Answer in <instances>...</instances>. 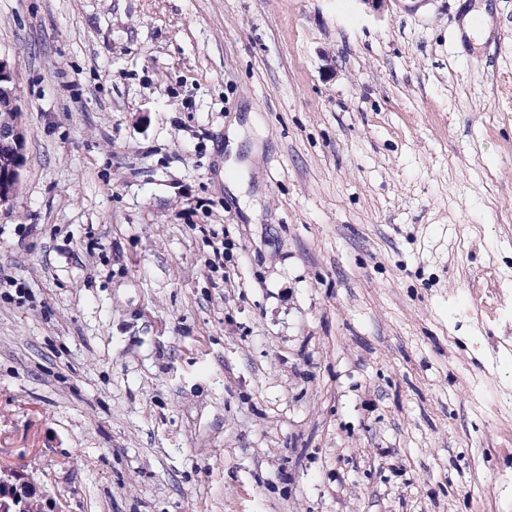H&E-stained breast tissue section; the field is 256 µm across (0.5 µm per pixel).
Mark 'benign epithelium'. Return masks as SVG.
I'll return each instance as SVG.
<instances>
[{"mask_svg":"<svg viewBox=\"0 0 512 512\" xmlns=\"http://www.w3.org/2000/svg\"><path fill=\"white\" fill-rule=\"evenodd\" d=\"M22 110L15 82V64L0 58V203L10 201L20 184L24 165ZM39 489L29 481L0 479V512H39Z\"/></svg>","mask_w":512,"mask_h":512,"instance_id":"benign-epithelium-1","label":"benign epithelium"}]
</instances>
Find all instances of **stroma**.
<instances>
[{"mask_svg": "<svg viewBox=\"0 0 512 512\" xmlns=\"http://www.w3.org/2000/svg\"><path fill=\"white\" fill-rule=\"evenodd\" d=\"M0 57L42 512H512V0H0ZM20 110L15 64L0 57V203L10 201L20 184L25 144Z\"/></svg>", "mask_w": 512, "mask_h": 512, "instance_id": "35a3bbf8", "label": "stroma"}]
</instances>
